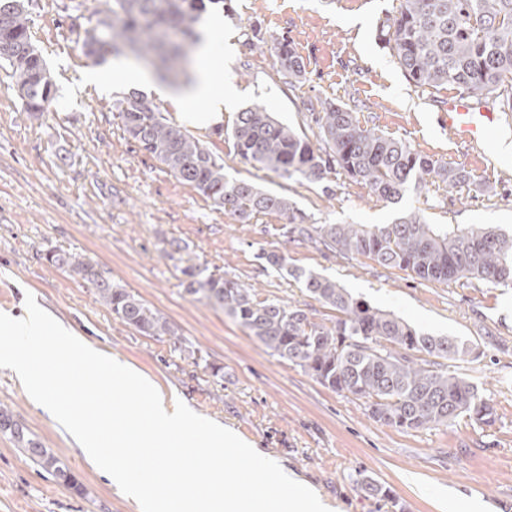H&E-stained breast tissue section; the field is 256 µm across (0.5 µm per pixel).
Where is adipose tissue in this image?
I'll return each mask as SVG.
<instances>
[{"mask_svg": "<svg viewBox=\"0 0 512 512\" xmlns=\"http://www.w3.org/2000/svg\"><path fill=\"white\" fill-rule=\"evenodd\" d=\"M224 26L220 19H212L202 30V39L198 48V54L204 63L196 73V79L180 96L179 101L187 106L188 120L192 123L215 127L220 125L223 119V109L231 105L233 93L225 88L223 80L219 79L212 64L214 38L222 34ZM207 100L212 109L208 112L192 111L191 106L198 100Z\"/></svg>", "mask_w": 512, "mask_h": 512, "instance_id": "1", "label": "adipose tissue"}]
</instances>
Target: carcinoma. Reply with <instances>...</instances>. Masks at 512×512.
I'll use <instances>...</instances> for the list:
<instances>
[{
	"mask_svg": "<svg viewBox=\"0 0 512 512\" xmlns=\"http://www.w3.org/2000/svg\"><path fill=\"white\" fill-rule=\"evenodd\" d=\"M224 0H105L97 11L90 46L104 56L129 48L146 62L161 64L159 76L184 74L201 36L202 15ZM29 0H0V43L14 54H0L21 110L32 116L56 100V86L32 40ZM382 36L408 81L419 88L452 85L463 93L489 98L502 112H512V0H399ZM269 50L288 84L306 80L304 62L287 38L273 36ZM314 122L319 146L277 120L263 106L237 113L230 135L246 163L289 181L320 184L341 171L366 185L377 199L401 202L410 191L428 185L452 192L469 180L461 168L416 152L405 141L365 128L352 110L320 102ZM122 129L140 151L158 160L179 181L193 187L215 209L241 222L276 214L286 234L324 245L341 255H357L384 268L412 273L427 283L462 278L493 287H512V235L481 225L453 227L427 223L412 210L389 224H307L286 195L264 191L243 179H229L224 162L204 143L169 122L147 96L132 91L115 103ZM175 269L185 292L218 308L260 342L271 355L286 360L321 385L363 399L371 416L400 430L446 426L459 418L490 425L496 410L478 387L448 373L441 360H476V348L450 337L421 332L390 312L353 298L336 282L302 268L288 274L322 305L336 311L332 326L315 321L305 309L258 301L253 289L192 256H180ZM44 260L80 278L104 302L114 319L143 336H167L174 349L180 337L167 320L132 291L116 286L91 260L49 249ZM0 432L57 483L80 488L76 474L27 436L0 408ZM364 494L395 502L386 487L363 478Z\"/></svg>",
	"mask_w": 512,
	"mask_h": 512,
	"instance_id": "1",
	"label": "carcinoma"
}]
</instances>
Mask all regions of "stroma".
I'll return each instance as SVG.
<instances>
[{
	"label": "stroma",
	"instance_id": "35a3bbf8",
	"mask_svg": "<svg viewBox=\"0 0 512 512\" xmlns=\"http://www.w3.org/2000/svg\"><path fill=\"white\" fill-rule=\"evenodd\" d=\"M68 3L30 0L32 39L58 88L50 111L22 112L0 72V312L22 315L26 295H33L59 323L147 376L163 398L235 429L278 459L317 490L331 512H471L475 503L480 512H512V288L423 283L367 258L284 236L277 215L246 223L224 215L127 138L114 104L128 85L103 92L84 83L86 68L112 69L134 57L87 54L101 2L86 0L79 11ZM396 6L397 0H231L224 33L236 53L224 83L238 101L225 112L224 125L232 127L238 110L262 105L309 135L316 129L309 104L331 100L351 108L362 126L464 168L469 181L458 191L412 192L391 205L344 174L329 173L321 185L285 181L245 163L230 136L200 128L195 136L223 159L228 177L288 195L312 224H388L412 209L431 224H488L511 232L512 155L449 137L443 103L453 88L414 87L379 37ZM273 35L292 42L306 82L292 86L278 74L265 50ZM174 240L255 288L259 299L298 305L316 321L331 323L336 313L267 266L263 253L284 254L289 267L330 278L422 332L478 345V360L448 361V371L491 400L496 421L486 426L464 418L419 431L376 421L364 401L271 356L222 311L188 295L168 257ZM51 248L91 259L104 276L141 297L168 321L183 350L114 320L80 279L44 260ZM214 365L223 367V378L212 376ZM0 406L83 485L79 492L59 485L0 434V512H138L5 368ZM362 477L390 488L395 503L357 491L354 482Z\"/></svg>",
	"mask_w": 512,
	"mask_h": 512
}]
</instances>
